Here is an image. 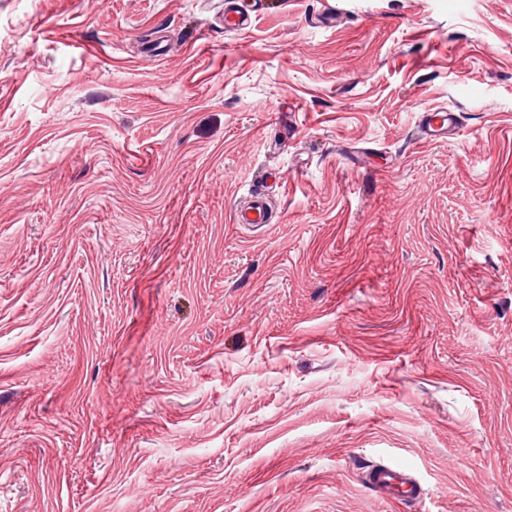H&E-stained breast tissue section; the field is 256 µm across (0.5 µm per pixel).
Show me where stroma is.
I'll use <instances>...</instances> for the list:
<instances>
[{
	"instance_id": "obj_1",
	"label": "stroma",
	"mask_w": 512,
	"mask_h": 512,
	"mask_svg": "<svg viewBox=\"0 0 512 512\" xmlns=\"http://www.w3.org/2000/svg\"><path fill=\"white\" fill-rule=\"evenodd\" d=\"M223 9L0 0V512H512V0ZM426 138L431 141L448 139L458 127V115L445 107H435L423 112L419 119ZM269 208L270 205L262 190H254L246 205L235 210L234 222L253 227H257L259 224H269ZM364 481L375 493L395 500H417L423 489L411 476L409 467L401 462H390L369 468Z\"/></svg>"
}]
</instances>
